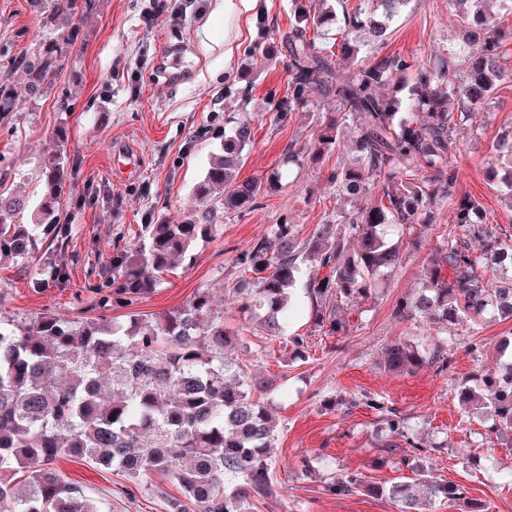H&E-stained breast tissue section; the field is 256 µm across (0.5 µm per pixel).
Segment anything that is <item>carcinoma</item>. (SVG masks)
I'll list each match as a JSON object with an SVG mask.
<instances>
[{
    "label": "carcinoma",
    "mask_w": 512,
    "mask_h": 512,
    "mask_svg": "<svg viewBox=\"0 0 512 512\" xmlns=\"http://www.w3.org/2000/svg\"><path fill=\"white\" fill-rule=\"evenodd\" d=\"M88 0H32L49 29L34 51L13 57L24 72L31 98L42 96L75 40V18ZM336 0L342 27L336 42L317 45L309 32L336 23L331 9L294 11L285 38L291 83L279 112L323 99L320 132L308 159L339 147L341 124L356 130L354 161L336 169V192L358 197L378 193L371 207L357 205L336 221L320 225L305 241L292 224H276L243 258L247 275L231 289L245 313L262 311L259 327L268 336L284 333L292 317L291 286L305 258L328 269L307 288L313 323L327 336H345L355 326L336 314L376 297L378 278L402 261L400 241L416 242L435 223L441 203L453 200L451 228L421 269V287L395 305L404 321L430 317L438 325L481 318L491 309L512 319V236L481 219L480 203L452 199L460 155L458 131L492 101L497 88L512 81L508 44L512 29L484 8L486 0H448V10L472 40L450 60L431 69L418 59L381 55L390 23L410 0ZM352 65L340 73L333 58ZM16 109L13 88L0 85V120ZM253 134L246 121L224 138L195 187L201 218L193 222L142 225L138 242L114 245L108 263L90 284L94 316L63 318L46 310L18 322L3 313L7 285H0V512H103V502L73 486L55 463L72 458L100 465L137 482L160 473L174 478L184 501L174 512H251L253 502L273 496L269 450L278 424L254 396L240 362L226 355L233 337L224 330V312L200 289L180 307L163 314H129L121 324L105 315L114 305L130 306L159 286L174 260L189 253L215 228L225 212L252 207L265 191L255 180L241 181L238 168ZM55 149L41 162L44 191L31 224H17L26 209L19 191H0V260L27 269L39 258L33 288H66L70 282L65 246L72 233L60 223L58 206L66 192L70 165L68 134L54 133ZM504 169L502 183L512 192V132L495 146ZM222 191L219 202L213 193ZM55 249H42L44 242ZM498 266L505 284L479 269ZM385 367L416 372L448 368V350L426 356L403 340L384 351ZM464 408L492 419L497 433L512 432V361L494 363L479 383H463ZM369 405L381 415L391 442L385 451H418L402 417L376 398ZM27 477L16 481L17 471ZM324 490L349 495L361 490L385 494L397 512H428L431 501L446 500L460 512H477L464 489L433 483L423 472L389 487L344 472Z\"/></svg>",
    "instance_id": "carcinoma-1"
}]
</instances>
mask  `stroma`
Masks as SVG:
<instances>
[{"label":"stroma","mask_w":512,"mask_h":512,"mask_svg":"<svg viewBox=\"0 0 512 512\" xmlns=\"http://www.w3.org/2000/svg\"><path fill=\"white\" fill-rule=\"evenodd\" d=\"M288 4L253 0L246 11L239 0H178L175 14L153 19L152 0H90L76 20L79 35L62 71L32 99L23 92L24 73L7 60L33 51L45 28L28 0H0V85L19 93L15 112L0 122V187H23L30 205H37L43 193L38 166L54 147L55 130L66 127L72 166L59 209L62 223L72 227L66 249L75 257L70 286L63 290H33L28 272L0 264V283L9 286L0 309L19 319L46 309L85 315L93 303L90 267L107 263L117 238L136 242L142 225L197 216L193 191L220 149L221 133L248 122L253 141L238 176L267 183L256 206L225 214L191 256L174 263L163 284L131 307H115L112 317L122 322L130 312L163 313L200 288L223 309L224 326L234 337L227 353L265 383L259 397L278 421L271 450L274 495L253 512H397L392 500L368 491L334 496L324 490L334 471H356L386 486L410 473L399 456L379 445L378 414L366 404L370 395L385 399L428 447L433 481L464 487L480 512H512V435L492 432L489 419L464 410L457 398L458 387L492 363L496 344L512 336V320L463 319L439 331L394 316L396 302L416 288L420 265L448 228V207L440 208L436 224L417 244L404 248L400 267L382 278L377 299L360 303L362 317L347 335H324L309 316L304 293L309 279L325 274L318 263L302 264L296 311L281 336L265 335L246 320L230 293L244 271L243 256L274 225H296L305 238L350 208L330 175L351 157L346 142L352 128L343 130L344 147L320 161L284 162L288 153L309 149L320 131L314 108L284 118L275 109L288 92L287 46L273 61L252 51L287 30ZM459 39L448 0H411L393 20L383 52L437 64ZM166 49L183 52V75L162 73ZM510 127L508 82L459 133L455 194L475 198L486 223L512 235V202L486 174L498 137ZM298 335L305 339L300 358L290 342ZM402 337L425 351L451 339L447 370L385 371L384 349ZM305 457L323 463L306 475L299 467ZM56 467L69 482L106 499L110 512H171L170 501L181 495L162 474L134 482L75 460H58Z\"/></svg>","instance_id":"1"}]
</instances>
